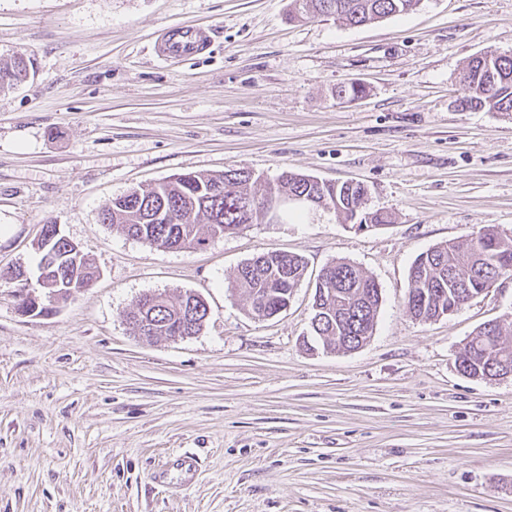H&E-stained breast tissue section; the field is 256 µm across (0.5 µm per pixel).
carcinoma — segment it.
Returning <instances> with one entry per match:
<instances>
[{"label": "carcinoma", "instance_id": "obj_1", "mask_svg": "<svg viewBox=\"0 0 512 512\" xmlns=\"http://www.w3.org/2000/svg\"><path fill=\"white\" fill-rule=\"evenodd\" d=\"M420 0H291L288 20L302 22L315 17H334L350 26H360L391 15L414 10ZM29 66L22 54L0 62V91L24 81ZM466 95L464 108L480 107L493 112H512V54L486 52L474 57L462 74ZM301 197L307 207L334 210L344 222L358 226H382L391 216L365 206L367 188L359 183H332L284 170L273 181L245 168L228 167L219 174L189 173L160 182L148 190H131L103 209L102 223L121 228L128 236L150 246L170 249H200L208 238L224 235L230 227L270 224L264 213L268 196ZM49 249L57 258L49 290L66 300L72 276L88 287L99 272L85 254L67 255L56 225H43ZM303 257L285 252H263L238 267L237 286L244 289L250 313L272 317L287 308L304 274ZM512 274V235L487 226L478 235L448 242L420 254L408 276L406 308L422 321L458 310L469 297L481 294L490 279ZM381 302L375 280L357 265L336 261L318 275L312 303L310 328L324 348L353 351L373 335ZM153 324L154 338L175 332L195 336L208 318L204 300L186 292L177 300L165 297L131 315ZM457 366L470 378L492 380L512 371V327L499 321L481 326L457 356Z\"/></svg>", "mask_w": 512, "mask_h": 512}]
</instances>
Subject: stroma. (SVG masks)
I'll return each mask as SVG.
<instances>
[{
    "label": "stroma",
    "instance_id": "obj_1",
    "mask_svg": "<svg viewBox=\"0 0 512 512\" xmlns=\"http://www.w3.org/2000/svg\"><path fill=\"white\" fill-rule=\"evenodd\" d=\"M288 4L0 0V60L34 67L0 91V270H33L51 221L100 272L42 316L0 287V512H512V377L455 364L512 318V277L434 320L405 307L419 254L512 235V113L459 103L472 57L512 53V0H422L362 26L291 23ZM172 25L211 28L210 52L157 63ZM350 83L364 96L337 98ZM230 166L362 182L392 222L358 231L319 207L172 251L100 221L131 189ZM267 251L307 268L258 319L235 275ZM335 260L382 292L354 351L310 337ZM189 291L209 310L199 334L130 335L140 295ZM183 452L195 483H154Z\"/></svg>",
    "mask_w": 512,
    "mask_h": 512
}]
</instances>
